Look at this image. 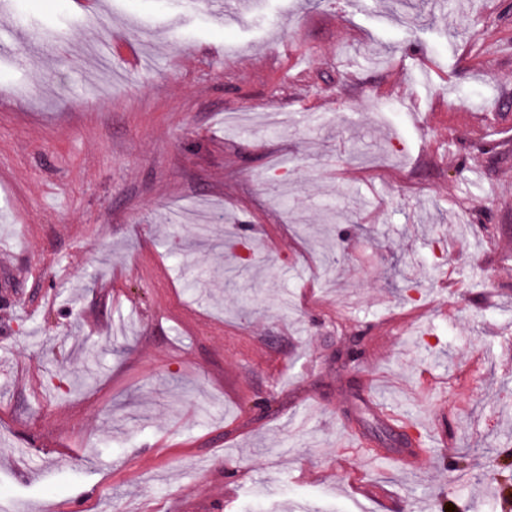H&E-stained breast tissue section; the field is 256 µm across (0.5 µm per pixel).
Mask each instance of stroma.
I'll return each mask as SVG.
<instances>
[{
	"label": "stroma",
	"mask_w": 512,
	"mask_h": 512,
	"mask_svg": "<svg viewBox=\"0 0 512 512\" xmlns=\"http://www.w3.org/2000/svg\"><path fill=\"white\" fill-rule=\"evenodd\" d=\"M506 453L512 0H0V512H512Z\"/></svg>",
	"instance_id": "obj_1"
}]
</instances>
